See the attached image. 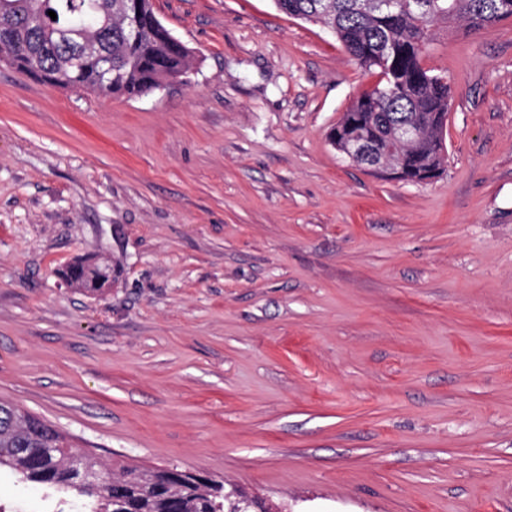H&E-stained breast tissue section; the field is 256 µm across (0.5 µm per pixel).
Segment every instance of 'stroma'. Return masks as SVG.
<instances>
[{
    "label": "stroma",
    "instance_id": "1",
    "mask_svg": "<svg viewBox=\"0 0 512 512\" xmlns=\"http://www.w3.org/2000/svg\"><path fill=\"white\" fill-rule=\"evenodd\" d=\"M152 2L195 60L149 94L0 62V399L275 512H512V18L434 29L447 163L407 183L329 142L377 77L320 25ZM80 503L0 472V512ZM82 260L85 262L88 268H78L72 264L67 268L68 274L65 276L71 280V285H73L75 288H83L95 292L103 291V288L107 283V279H105L99 285V288H94L93 285L87 287L89 283H91L94 279L98 278L100 274L98 268L90 269L91 266L98 265L97 263L92 262L91 260L88 259Z\"/></svg>",
    "mask_w": 512,
    "mask_h": 512
}]
</instances>
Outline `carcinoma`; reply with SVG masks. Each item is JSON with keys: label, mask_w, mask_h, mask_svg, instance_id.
<instances>
[{"label": "carcinoma", "mask_w": 512, "mask_h": 512, "mask_svg": "<svg viewBox=\"0 0 512 512\" xmlns=\"http://www.w3.org/2000/svg\"><path fill=\"white\" fill-rule=\"evenodd\" d=\"M501 2L396 0L388 14L376 10L373 0H274V5L292 18L334 28L359 67L379 71V82L356 98L336 128L347 135L361 131L385 151L394 147L400 179L420 182L434 178L443 165L451 94L448 75L422 65L430 28L462 21L471 31L489 30L512 17ZM133 15L139 23L135 36L126 24ZM84 40L91 53L75 66L70 56ZM100 54L112 56L110 78L101 73ZM190 58V49L156 17L152 0H0V62L59 88L136 97L182 76ZM407 121L418 128V137L394 144L392 127ZM85 264L67 268L76 288L99 277L94 262ZM79 451L38 417L0 402V469L34 484L75 490L83 512H270L231 485L176 468L116 471L85 455L76 470L72 459Z\"/></svg>", "instance_id": "obj_1"}]
</instances>
